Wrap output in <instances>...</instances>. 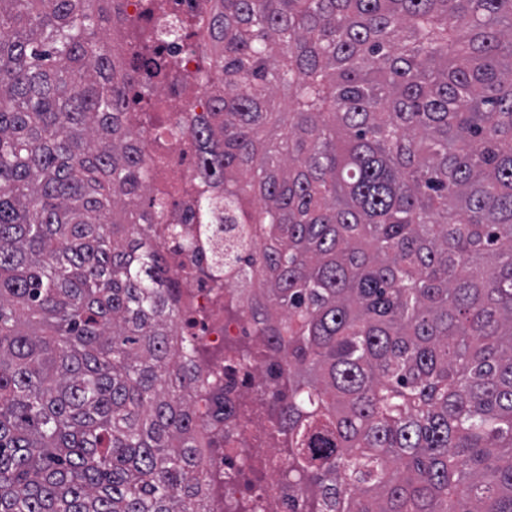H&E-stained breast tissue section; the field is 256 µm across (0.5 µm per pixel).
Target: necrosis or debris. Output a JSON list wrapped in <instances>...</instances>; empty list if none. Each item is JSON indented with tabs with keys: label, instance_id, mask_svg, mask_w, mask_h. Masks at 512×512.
<instances>
[{
	"label": "necrosis or debris",
	"instance_id": "necrosis-or-debris-1",
	"mask_svg": "<svg viewBox=\"0 0 512 512\" xmlns=\"http://www.w3.org/2000/svg\"><path fill=\"white\" fill-rule=\"evenodd\" d=\"M120 4L124 24L113 38L115 45L124 49L132 36L151 33L157 53L176 60L186 71L204 69L200 35L166 40L160 33L176 19L201 18L211 0H166L164 11L152 14L145 12L143 0H120ZM208 113L205 88L191 93L174 79L164 83L152 111H143L138 99H131L129 124L148 165L151 192L167 198L165 211L146 208L145 221L152 227V246L166 258L180 284L178 333L196 345L186 366L197 368L206 379L221 382L242 410L236 420L206 427L201 433L205 469L213 479L210 495L215 512H226L244 496L260 498L263 512H302L301 496H289L283 485L288 458L278 452L277 440L264 426L269 406L264 390L273 385V374L264 363L239 365L224 360L225 346L244 340L258 344L262 338L247 296L240 289L237 267L214 259L224 245V214L215 212L206 223L198 208L201 198L224 196L222 185L198 173L200 144L191 130ZM171 224L179 226V235L168 233ZM243 443L253 450L245 462L237 454ZM256 470L265 475L259 487L252 484Z\"/></svg>",
	"mask_w": 512,
	"mask_h": 512
}]
</instances>
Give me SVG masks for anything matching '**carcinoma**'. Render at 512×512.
<instances>
[{
    "mask_svg": "<svg viewBox=\"0 0 512 512\" xmlns=\"http://www.w3.org/2000/svg\"><path fill=\"white\" fill-rule=\"evenodd\" d=\"M120 22L0 0V512H212L126 119L177 76L306 512H512V0H214L199 76Z\"/></svg>",
    "mask_w": 512,
    "mask_h": 512,
    "instance_id": "carcinoma-1",
    "label": "carcinoma"
}]
</instances>
